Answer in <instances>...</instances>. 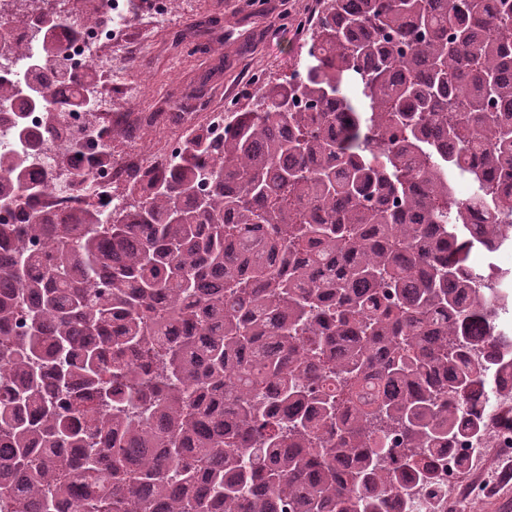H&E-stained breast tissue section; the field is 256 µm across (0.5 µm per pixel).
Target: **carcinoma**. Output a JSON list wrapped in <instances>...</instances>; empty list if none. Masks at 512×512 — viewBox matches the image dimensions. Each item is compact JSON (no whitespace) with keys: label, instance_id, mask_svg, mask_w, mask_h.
<instances>
[{"label":"carcinoma","instance_id":"1","mask_svg":"<svg viewBox=\"0 0 512 512\" xmlns=\"http://www.w3.org/2000/svg\"><path fill=\"white\" fill-rule=\"evenodd\" d=\"M302 73L121 206L0 151V512H425L512 378V0H319ZM45 27L29 84L90 109ZM78 146L65 140L49 169ZM93 156L64 184L79 195ZM472 191L453 193L450 175Z\"/></svg>","mask_w":512,"mask_h":512}]
</instances>
